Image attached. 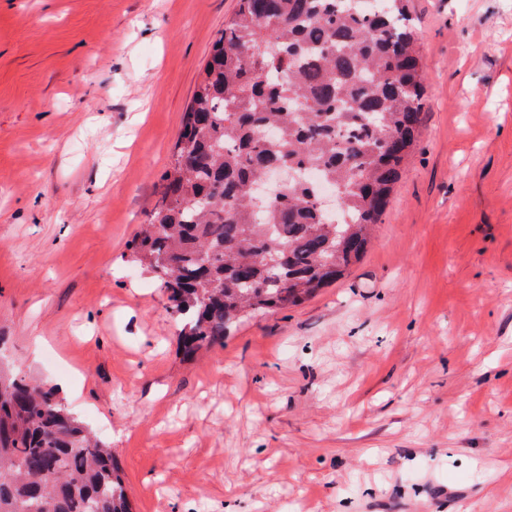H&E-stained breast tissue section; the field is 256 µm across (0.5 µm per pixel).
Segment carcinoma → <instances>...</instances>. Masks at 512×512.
<instances>
[{
  "instance_id": "carcinoma-1",
  "label": "carcinoma",
  "mask_w": 512,
  "mask_h": 512,
  "mask_svg": "<svg viewBox=\"0 0 512 512\" xmlns=\"http://www.w3.org/2000/svg\"><path fill=\"white\" fill-rule=\"evenodd\" d=\"M409 0H239L184 113L136 261L184 322V355L224 343L238 311L297 305L367 251L425 108ZM321 171L341 207L298 177ZM0 512H131L112 448L59 390L0 370Z\"/></svg>"
}]
</instances>
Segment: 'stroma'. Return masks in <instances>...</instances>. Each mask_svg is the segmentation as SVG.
I'll list each match as a JSON object with an SVG mask.
<instances>
[{"instance_id":"1","label":"stroma","mask_w":512,"mask_h":512,"mask_svg":"<svg viewBox=\"0 0 512 512\" xmlns=\"http://www.w3.org/2000/svg\"><path fill=\"white\" fill-rule=\"evenodd\" d=\"M237 0H0V357L132 512H512V0H411L420 135L362 260L185 359L131 256Z\"/></svg>"}]
</instances>
